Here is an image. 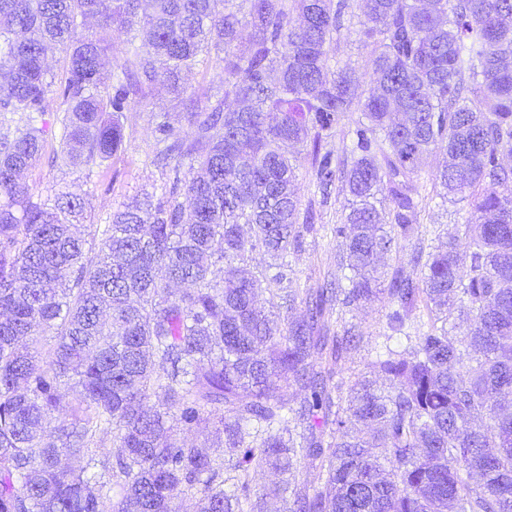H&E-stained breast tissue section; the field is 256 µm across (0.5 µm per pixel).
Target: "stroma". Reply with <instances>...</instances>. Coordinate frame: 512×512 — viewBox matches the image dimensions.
I'll return each instance as SVG.
<instances>
[{"instance_id":"35a3bbf8","label":"stroma","mask_w":512,"mask_h":512,"mask_svg":"<svg viewBox=\"0 0 512 512\" xmlns=\"http://www.w3.org/2000/svg\"><path fill=\"white\" fill-rule=\"evenodd\" d=\"M366 19L361 11H354L350 21L336 35L328 47V64L331 68L349 66V76L360 92H368L370 79V48L363 35ZM50 106L43 120L46 143L42 157L26 172L25 182L34 193L46 194L57 188H66L84 195L92 207L95 223H103L106 215L123 202L140 194L142 190L162 187L164 179L153 158L157 144L154 117L168 113L174 126L185 127L182 112L175 109L171 97L162 89L153 90L142 103L126 114L125 141L121 152L102 167L87 172L65 164L62 159L60 109L61 101L50 96ZM448 159L444 144L432 146L417 181L419 209L417 225L426 241L435 237H454L458 252H467L470 238L464 226L473 216L468 202L453 204L442 202L440 188L434 183L435 174ZM295 193L301 204L307 205L313 215L314 230L306 236L301 252L291 255L293 285L313 288L324 279L336 275V257L342 242L331 234L332 225L342 223L348 206L349 191L345 184H337L329 200H322L312 176V156L303 151L296 170ZM387 306L380 301L361 303L356 310L346 313V321L355 323L362 335L356 352L343 358L336 368L337 381L344 385L368 370L370 352L381 345L389 333Z\"/></svg>"}]
</instances>
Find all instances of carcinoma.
<instances>
[{"mask_svg": "<svg viewBox=\"0 0 512 512\" xmlns=\"http://www.w3.org/2000/svg\"><path fill=\"white\" fill-rule=\"evenodd\" d=\"M218 2L0 0V512H180L189 495L195 512H266L271 497L279 512H512V195L498 191L512 180V0ZM355 6L375 45L365 96L327 63ZM115 28L146 50L109 56ZM58 46L60 76L46 64ZM204 51L223 64L220 96L183 81ZM157 85L193 128L156 123L169 188L87 239L81 195L36 199L22 180L44 149L48 95L62 98L69 163L91 170ZM231 95L244 106L226 110ZM354 105L350 158L322 150ZM308 141L321 196L349 188L335 229L348 275L288 289L273 316L257 299L289 280L312 229L282 145ZM438 142L443 197L473 200L470 250L420 245L419 271L385 282L378 258L414 239ZM256 250L273 259L263 272L247 265ZM372 298L394 333L421 309L428 322L344 398L336 367L362 336L331 331L332 313ZM204 422L222 437L211 451L179 438ZM72 455L86 467L63 465ZM254 466L277 481L256 488Z\"/></svg>", "mask_w": 512, "mask_h": 512, "instance_id": "carcinoma-1", "label": "carcinoma"}]
</instances>
